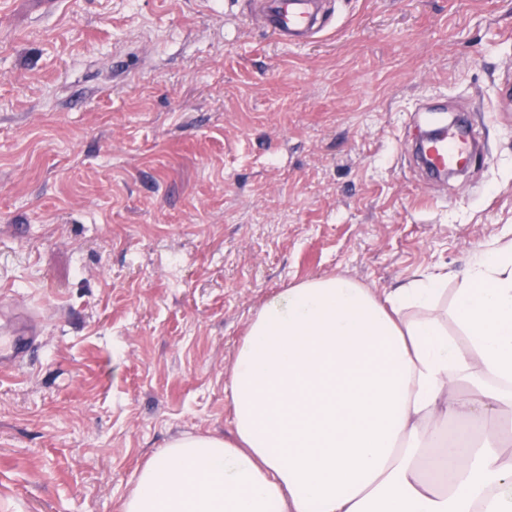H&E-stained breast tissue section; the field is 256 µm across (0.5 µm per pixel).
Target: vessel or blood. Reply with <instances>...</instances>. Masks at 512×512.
I'll return each instance as SVG.
<instances>
[{
	"instance_id": "b4317fda",
	"label": "vessel or blood",
	"mask_w": 512,
	"mask_h": 512,
	"mask_svg": "<svg viewBox=\"0 0 512 512\" xmlns=\"http://www.w3.org/2000/svg\"><path fill=\"white\" fill-rule=\"evenodd\" d=\"M328 0H251L266 31L282 43L324 34L330 24L325 6ZM476 131L467 120L445 130L442 137L425 140L417 155L430 174L456 169L475 154ZM39 336L38 321L28 313L18 314L0 331V369L26 358Z\"/></svg>"
}]
</instances>
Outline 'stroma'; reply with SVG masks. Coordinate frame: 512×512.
<instances>
[{
	"instance_id": "1",
	"label": "stroma",
	"mask_w": 512,
	"mask_h": 512,
	"mask_svg": "<svg viewBox=\"0 0 512 512\" xmlns=\"http://www.w3.org/2000/svg\"><path fill=\"white\" fill-rule=\"evenodd\" d=\"M0 12V302L41 313L0 373V512H120L186 434L230 435L255 309L379 291L512 235V0H332L282 44L248 0H12ZM466 113L483 150L404 152Z\"/></svg>"
}]
</instances>
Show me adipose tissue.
I'll use <instances>...</instances> for the list:
<instances>
[{
  "instance_id": "1",
  "label": "adipose tissue",
  "mask_w": 512,
  "mask_h": 512,
  "mask_svg": "<svg viewBox=\"0 0 512 512\" xmlns=\"http://www.w3.org/2000/svg\"><path fill=\"white\" fill-rule=\"evenodd\" d=\"M447 280L268 299L231 367V437L169 443L122 512H512V242Z\"/></svg>"
}]
</instances>
